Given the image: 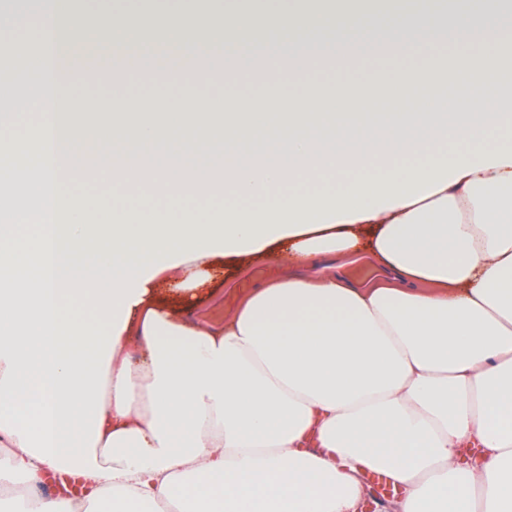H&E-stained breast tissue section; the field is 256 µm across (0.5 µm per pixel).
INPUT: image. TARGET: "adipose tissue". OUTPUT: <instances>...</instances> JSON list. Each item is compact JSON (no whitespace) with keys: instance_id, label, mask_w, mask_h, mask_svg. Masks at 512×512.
Segmentation results:
<instances>
[{"instance_id":"1","label":"adipose tissue","mask_w":512,"mask_h":512,"mask_svg":"<svg viewBox=\"0 0 512 512\" xmlns=\"http://www.w3.org/2000/svg\"><path fill=\"white\" fill-rule=\"evenodd\" d=\"M395 52L427 68L374 119L340 77L274 124L237 99L96 137L117 184L237 201L203 216L91 223L47 154L37 231L17 240L30 216L0 206V481L83 479L37 512H356L382 472L402 491L387 512H512V144H487L512 137V44L454 75L434 45ZM128 141L165 164L113 153ZM326 170L347 177L301 191ZM275 255L306 275L223 326L160 299ZM361 258L383 278L339 275Z\"/></svg>"}]
</instances>
